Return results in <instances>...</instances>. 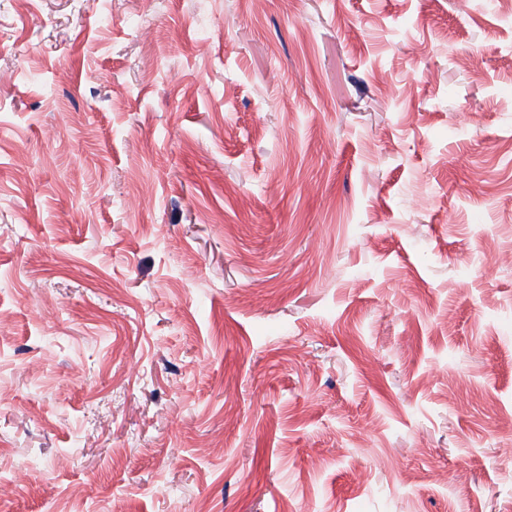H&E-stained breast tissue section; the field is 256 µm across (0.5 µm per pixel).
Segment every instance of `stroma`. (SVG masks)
<instances>
[{"instance_id": "35a3bbf8", "label": "stroma", "mask_w": 512, "mask_h": 512, "mask_svg": "<svg viewBox=\"0 0 512 512\" xmlns=\"http://www.w3.org/2000/svg\"><path fill=\"white\" fill-rule=\"evenodd\" d=\"M11 0L0 512H512L495 0Z\"/></svg>"}]
</instances>
